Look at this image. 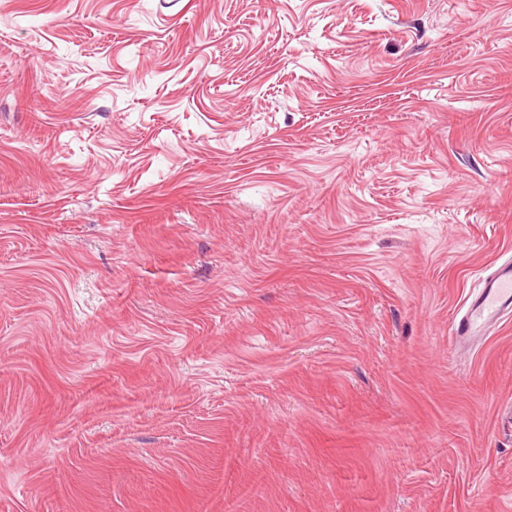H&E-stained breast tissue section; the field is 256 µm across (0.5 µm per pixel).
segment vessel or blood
Masks as SVG:
<instances>
[{"label":"vessel or blood","instance_id":"b4317fda","mask_svg":"<svg viewBox=\"0 0 512 512\" xmlns=\"http://www.w3.org/2000/svg\"><path fill=\"white\" fill-rule=\"evenodd\" d=\"M512 316V261L501 264L472 296L465 312L455 319L451 333L457 341L482 337Z\"/></svg>","mask_w":512,"mask_h":512}]
</instances>
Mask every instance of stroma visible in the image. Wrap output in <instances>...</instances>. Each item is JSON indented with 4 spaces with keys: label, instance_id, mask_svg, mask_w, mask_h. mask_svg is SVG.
<instances>
[{
    "label": "stroma",
    "instance_id": "35a3bbf8",
    "mask_svg": "<svg viewBox=\"0 0 512 512\" xmlns=\"http://www.w3.org/2000/svg\"><path fill=\"white\" fill-rule=\"evenodd\" d=\"M512 0H0V512H512ZM512 314V261L507 260L483 281L465 312L453 322L451 333L458 342L482 337Z\"/></svg>",
    "mask_w": 512,
    "mask_h": 512
}]
</instances>
